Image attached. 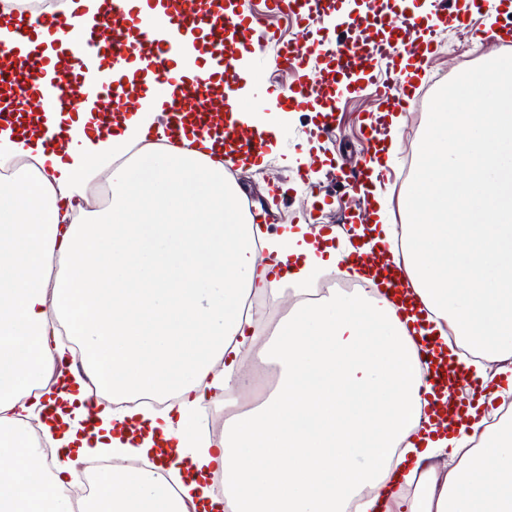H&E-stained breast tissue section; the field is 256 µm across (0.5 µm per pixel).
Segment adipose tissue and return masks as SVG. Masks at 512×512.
Instances as JSON below:
<instances>
[{
	"label": "adipose tissue",
	"instance_id": "obj_1",
	"mask_svg": "<svg viewBox=\"0 0 512 512\" xmlns=\"http://www.w3.org/2000/svg\"><path fill=\"white\" fill-rule=\"evenodd\" d=\"M71 32L43 30L21 57L55 58L77 46L106 0H63ZM116 133L95 117L44 111L66 128L65 153L0 129V166L33 174L0 179V512H72L67 475L91 458L173 449L177 464L115 468L97 476L88 512H512V419L479 408L458 430L435 433L423 369L393 305L369 290L333 293L298 312L260 351L278 383L255 410L225 420L224 439L200 431L209 391L245 382L238 364L254 340L243 300L285 268L296 293L354 250H390L450 354L473 356L474 378L512 398V57L490 53L438 99L417 139V165L389 219L372 188L374 222L361 246L318 241L306 224L272 234L255 224L209 140L170 144L162 102L147 95ZM105 177L106 206L85 210ZM265 259H258V250ZM65 274L47 291L44 269ZM82 352L73 388L47 389L66 353L59 325ZM148 394L163 410L93 404ZM38 421L63 453L55 474L29 477L41 456L27 437ZM224 475L215 494L208 478ZM372 495H364V488Z\"/></svg>",
	"mask_w": 512,
	"mask_h": 512
}]
</instances>
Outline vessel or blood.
I'll return each mask as SVG.
<instances>
[{
	"label": "vessel or blood",
	"instance_id": "1",
	"mask_svg": "<svg viewBox=\"0 0 512 512\" xmlns=\"http://www.w3.org/2000/svg\"><path fill=\"white\" fill-rule=\"evenodd\" d=\"M246 2L228 0L224 12L209 20L206 37L214 49L212 65L224 70L222 88H212L201 78L193 82L177 80L174 71L178 49L157 28L139 31L132 41L111 38L103 30L90 32L78 48H64L53 65H46L39 58L31 69H0V88L9 91L18 107L16 118L27 122L30 137L41 140L47 149L62 152L70 143L67 133L48 132L38 122L46 107L40 84L47 73L72 75L80 58L105 57L112 66V76L103 85L101 95L113 118L122 119L136 110L134 97L126 95L124 89L129 80L125 65L137 60L145 63L153 75L149 85L141 86V93L152 91L164 95L159 122L170 137L179 138L181 131L188 128L200 137L219 138L225 157L234 160L240 168L252 164L268 138L267 133L243 127L236 115L245 111V104L229 100L238 81L237 61L253 55L256 44L260 43L276 48L280 64L294 68L301 77L291 94L283 88H260V102L275 108L321 106L324 116L314 130V139L331 138L340 96L355 91L362 83L377 85L381 90V112L371 122L367 135L370 152L375 155L387 134L385 113L407 112L419 102L423 79L411 76L410 64L423 62L433 54L448 26L464 20L463 15L444 10L413 13L407 0H396L387 12L381 10L378 0H362V9L356 14L346 11L343 0H290L289 10L296 16L300 30L293 43L282 46L274 32L260 29ZM67 24V17L57 13L35 19L27 16L16 33L22 40L34 43L42 30L63 28ZM328 26L337 31L336 39L331 41L322 35ZM352 27L361 29V36L345 38V31ZM405 58L410 61L406 67L401 64ZM370 171L368 161L364 160L344 178L347 188L364 201L370 196ZM343 269L351 274L374 270L379 293L392 296L396 314L403 320L408 334L420 338L422 304L414 292L403 286L399 273L383 256L370 252L348 258L343 262ZM441 351L440 345H428L418 349L417 355L426 383H433L438 365L452 371L454 401L436 404L438 418L434 425L437 430L445 431L465 422L472 398L468 391L470 382L458 359H443Z\"/></svg>",
	"mask_w": 512,
	"mask_h": 512
}]
</instances>
